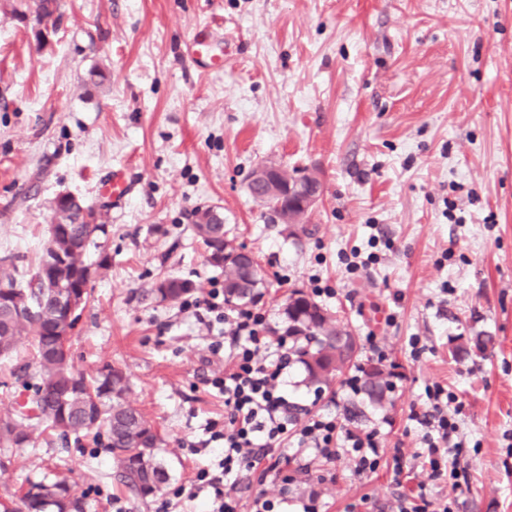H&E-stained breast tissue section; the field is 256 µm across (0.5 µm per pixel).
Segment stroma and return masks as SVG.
<instances>
[{
  "instance_id": "stroma-1",
  "label": "stroma",
  "mask_w": 512,
  "mask_h": 512,
  "mask_svg": "<svg viewBox=\"0 0 512 512\" xmlns=\"http://www.w3.org/2000/svg\"><path fill=\"white\" fill-rule=\"evenodd\" d=\"M34 10L0 0V258L27 285L56 197L104 212L86 260L109 268L71 363L125 369L130 401L166 438L169 479L135 497L104 449L37 434L0 451V499L58 475L85 512H202L194 473L222 457L206 426L223 421L224 396L200 303L224 278L188 215L212 205L264 272L254 307L270 325L287 327L303 289L348 326L358 364L404 375L381 404L326 387L320 405L344 424L393 425L376 471L318 462L297 492L318 486L325 512H392L410 489L392 451L416 468L409 414L439 384L460 402L470 472L451 512H512V0H59L41 23ZM199 36L206 69L188 52ZM270 163L320 179L301 224L273 222L250 195ZM118 168L132 185L120 204L104 190ZM163 275L195 284L194 307L156 299ZM478 335L492 345L474 349Z\"/></svg>"
}]
</instances>
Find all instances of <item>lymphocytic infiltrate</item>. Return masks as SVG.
<instances>
[{
	"mask_svg": "<svg viewBox=\"0 0 512 512\" xmlns=\"http://www.w3.org/2000/svg\"><path fill=\"white\" fill-rule=\"evenodd\" d=\"M207 308L224 326L223 343L214 344L211 351L224 357V372L212 385L224 395L225 413L223 423L208 427L211 441L222 446L218 468L195 475L200 486L210 489L206 512H280L279 503L262 492L243 500L242 470L247 466L277 479L285 468L305 473L313 459L331 463L345 454L356 473L377 468L388 417L369 429L351 428L335 414L289 401L283 388V374L292 361L287 335L269 338L266 316L253 308L226 310L212 302ZM426 396L424 409L409 415L423 430V477L413 497L398 499L397 512H449L434 505L439 481L451 480L460 491L470 487L468 468L461 463L458 421L450 410L457 397L439 385L427 389Z\"/></svg>",
	"mask_w": 512,
	"mask_h": 512,
	"instance_id": "lymphocytic-infiltrate-1",
	"label": "lymphocytic infiltrate"
}]
</instances>
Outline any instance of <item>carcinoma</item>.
<instances>
[{"mask_svg":"<svg viewBox=\"0 0 512 512\" xmlns=\"http://www.w3.org/2000/svg\"><path fill=\"white\" fill-rule=\"evenodd\" d=\"M193 217L195 237L205 246L210 265L224 275L227 304L253 302L260 295V269L249 273L224 266V260L215 259L230 244L223 218L211 208H198ZM49 225L56 226V233L48 235L42 249L33 277L36 287L24 289L28 307L13 310L0 305V358H11L19 342L31 336L39 365L34 382H22L23 403L0 417V445L19 448L28 444L30 429L38 427L66 444L92 434L95 443L115 461L120 484L145 499L159 492L168 480L165 469L156 462L165 440L127 400L129 377L121 368L105 364L94 376L74 370L70 346L56 334L58 310L48 293L59 286L82 288L87 270L97 276L107 268L105 257L94 266L86 262L88 247L98 235L106 234V224L94 208L60 196L51 206ZM15 288V267L1 258L0 291ZM195 290L193 282L167 276L157 281L152 292L162 302L178 303ZM284 315L296 331L294 355L308 383L327 385L354 363L358 349L350 331L313 297L301 290L292 291ZM363 390L374 401L384 399L388 387L382 369L366 371Z\"/></svg>","mask_w":512,"mask_h":512,"instance_id":"carcinoma-1","label":"carcinoma"}]
</instances>
